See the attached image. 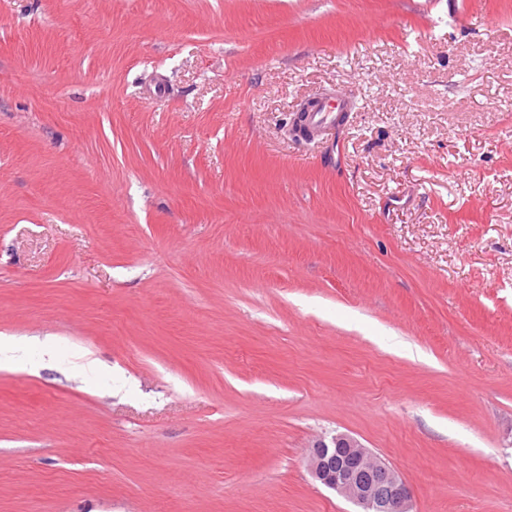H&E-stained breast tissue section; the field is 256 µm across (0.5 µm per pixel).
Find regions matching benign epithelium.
<instances>
[{
    "label": "benign epithelium",
    "instance_id": "1",
    "mask_svg": "<svg viewBox=\"0 0 512 512\" xmlns=\"http://www.w3.org/2000/svg\"><path fill=\"white\" fill-rule=\"evenodd\" d=\"M345 448L351 463L336 464V449ZM308 467L311 476L357 506L361 512H410V491L406 481L356 439L339 434L331 442L318 441L312 449ZM382 473L387 478L385 494L375 493V485L364 479L366 474Z\"/></svg>",
    "mask_w": 512,
    "mask_h": 512
}]
</instances>
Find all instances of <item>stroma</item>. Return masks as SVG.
<instances>
[{
    "label": "stroma",
    "instance_id": "obj_1",
    "mask_svg": "<svg viewBox=\"0 0 512 512\" xmlns=\"http://www.w3.org/2000/svg\"><path fill=\"white\" fill-rule=\"evenodd\" d=\"M0 334V512H512V0H0ZM335 110L336 107L322 102L306 113L304 123L310 131L318 130L336 120ZM63 340L47 334L33 336L26 342L19 343L11 336H0V369L10 368L18 363L28 350H34L40 364L57 362ZM349 456L350 464H336V458L348 463ZM308 467L317 482L361 507V512H410V491L406 481L381 458L348 435L334 436L331 444L324 439L318 441L313 446ZM371 473H382L387 478L382 497L376 495L375 485L363 477Z\"/></svg>",
    "mask_w": 512,
    "mask_h": 512
}]
</instances>
